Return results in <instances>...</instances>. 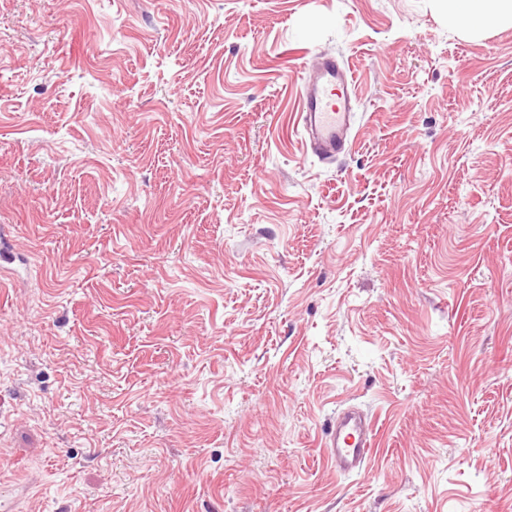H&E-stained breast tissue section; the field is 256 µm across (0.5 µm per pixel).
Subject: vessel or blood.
I'll list each match as a JSON object with an SVG mask.
<instances>
[{
    "mask_svg": "<svg viewBox=\"0 0 512 512\" xmlns=\"http://www.w3.org/2000/svg\"><path fill=\"white\" fill-rule=\"evenodd\" d=\"M302 84L297 121L308 151L321 160L348 154L354 141L357 103L352 69L334 54L315 55L303 67ZM323 446L337 471H364L374 446L370 418L354 407L341 409Z\"/></svg>",
    "mask_w": 512,
    "mask_h": 512,
    "instance_id": "vessel-or-blood-1",
    "label": "vessel or blood"
}]
</instances>
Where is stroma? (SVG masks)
<instances>
[{
	"instance_id": "1",
	"label": "stroma",
	"mask_w": 512,
	"mask_h": 512,
	"mask_svg": "<svg viewBox=\"0 0 512 512\" xmlns=\"http://www.w3.org/2000/svg\"><path fill=\"white\" fill-rule=\"evenodd\" d=\"M354 71L308 154L301 67ZM512 25L443 0H0L19 512H512ZM374 422L366 472L320 439ZM302 74L297 121L307 150L319 160L348 154L357 103L352 69L335 54L325 53L310 57Z\"/></svg>"
}]
</instances>
